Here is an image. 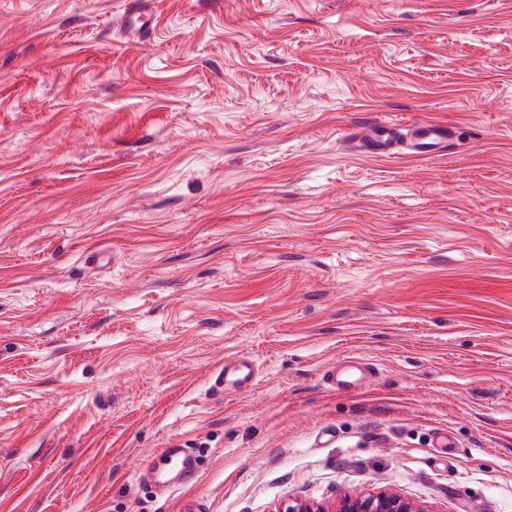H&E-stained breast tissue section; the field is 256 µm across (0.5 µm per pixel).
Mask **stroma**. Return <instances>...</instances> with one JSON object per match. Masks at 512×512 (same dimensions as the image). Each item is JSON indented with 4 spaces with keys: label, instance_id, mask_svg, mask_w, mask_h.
<instances>
[{
    "label": "stroma",
    "instance_id": "1",
    "mask_svg": "<svg viewBox=\"0 0 512 512\" xmlns=\"http://www.w3.org/2000/svg\"><path fill=\"white\" fill-rule=\"evenodd\" d=\"M150 2L0 0V512H512V0ZM403 129L396 122L370 124L355 133L353 143L376 157H391L403 149L407 154L427 156L441 152L451 133L448 126L436 123L418 126L408 137L402 135ZM257 370L245 358L225 360L224 366L214 375L211 381V390L223 394L231 388H246L255 385ZM199 468V458L193 448H163L150 461L147 472L159 484L172 479L188 484L197 478ZM393 490L366 491L343 496L336 504L324 507L320 504L293 502L283 512H428Z\"/></svg>",
    "mask_w": 512,
    "mask_h": 512
}]
</instances>
